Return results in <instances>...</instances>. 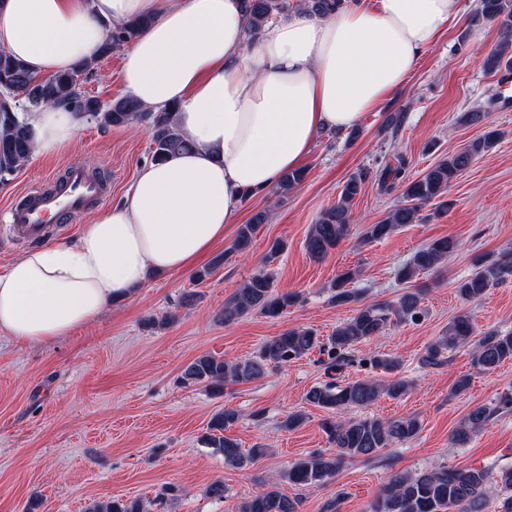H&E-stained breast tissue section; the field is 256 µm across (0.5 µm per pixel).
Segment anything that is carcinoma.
Wrapping results in <instances>:
<instances>
[{"label": "carcinoma", "mask_w": 512, "mask_h": 512, "mask_svg": "<svg viewBox=\"0 0 512 512\" xmlns=\"http://www.w3.org/2000/svg\"><path fill=\"white\" fill-rule=\"evenodd\" d=\"M346 0H305L306 10L318 17H329L340 11ZM241 9L248 23V35L254 39L270 22L288 14L289 0H240ZM475 17L499 23L502 39L486 56L484 68L496 73L512 64V0H478ZM149 17H138L113 27L106 35L98 59L138 38L150 25ZM95 61L80 62L68 71L49 78H38L26 64L0 49V180L23 165L32 153V134L25 118L17 111L16 98L21 96L27 109L33 111L48 104H63L85 116L92 115L103 127L129 126L146 123L152 138L151 160L162 161L168 156L189 150V144L180 135L172 120L173 109L146 112L131 97L125 96L105 104L81 90L78 77L89 74ZM498 132L488 131L460 151L438 161L415 179L406 176L407 161L396 154L380 170V187L391 191L401 188L402 203L376 224H367L362 233L366 242L378 241L394 233L399 227L418 220L419 208L433 200L448 208L443 195L452 181L466 169L473 159L491 149ZM306 172L298 168L284 175L275 186L280 196L300 185ZM366 174L351 176L345 183L337 203L322 212L312 225L305 240L309 255L317 259L327 257L350 232L353 223L351 203L361 193ZM266 214L256 213L250 223L240 226L234 243L238 251L247 249L257 227L265 223ZM459 242L451 237H441L418 250L410 262L396 273L400 281L410 282L420 274L436 272L456 252ZM472 272L462 279L457 291L461 298L472 301L484 296L488 288L512 277V253H503L490 260L480 255L473 260ZM355 277L348 269L339 274L332 286V302L349 304L358 301L357 292L347 287ZM299 300L295 293L279 294L275 291L273 274L261 271L250 277L224 304L222 318L230 324L249 314L258 313L276 318ZM419 291L403 293L396 303H375L356 309L354 315L337 325L330 336L320 338L308 328L289 329L264 342L250 358L231 362L222 357L201 355L191 361L181 372L184 384L201 383L213 393L221 395L224 386L247 383L262 377L270 366H286L314 350H319V363L326 374L342 371L358 360L350 351L358 344L377 338L394 322L419 321L424 315ZM473 317L465 312L456 316L445 332L431 341L419 358L424 368L439 369L448 364L449 354L460 346L472 348L471 364L481 372L492 371L512 360V332L495 331L478 338L474 336ZM373 373L383 378H363L347 383L333 379L313 386L306 400L333 413L324 419L322 429L336 453L312 452L299 460L275 480L267 484L240 506L239 512H299L300 500L291 499L278 490L277 483L305 487L323 485L333 478L350 459L370 460L386 448L414 438L420 431L415 417L383 420L375 417L334 418L353 408L362 409L380 396L396 399L405 394L412 382L400 376L399 361L385 354L374 353L359 360ZM512 409V392L502 395L494 405L474 406L462 419L451 436L455 447L466 446L473 436L483 431L498 413ZM239 420L234 409H224L213 414L204 436L205 444L219 450L224 464L241 468L264 453L257 446L244 452L239 443L224 435L227 428ZM498 495V512H512V467H450L435 465L425 471L407 474L394 473L382 492L370 506V512H485L491 495ZM86 512H148L139 499H114L89 504Z\"/></svg>", "instance_id": "cac0c4a2"}]
</instances>
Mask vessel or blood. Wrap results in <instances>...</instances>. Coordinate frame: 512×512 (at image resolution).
Returning <instances> with one entry per match:
<instances>
[{
  "mask_svg": "<svg viewBox=\"0 0 512 512\" xmlns=\"http://www.w3.org/2000/svg\"><path fill=\"white\" fill-rule=\"evenodd\" d=\"M111 189V181L90 175L84 167H69L62 183L49 178L23 192L9 210L8 232L15 240L46 241L58 224L102 203Z\"/></svg>",
  "mask_w": 512,
  "mask_h": 512,
  "instance_id": "obj_1",
  "label": "vessel or blood"
}]
</instances>
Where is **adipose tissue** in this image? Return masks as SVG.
Segmentation results:
<instances>
[{
  "label": "adipose tissue",
  "mask_w": 512,
  "mask_h": 512,
  "mask_svg": "<svg viewBox=\"0 0 512 512\" xmlns=\"http://www.w3.org/2000/svg\"><path fill=\"white\" fill-rule=\"evenodd\" d=\"M462 11V0H347L329 17L296 11L251 42L238 0H0V47L39 77L95 58L106 26L152 17L122 80L143 107H174L190 144L143 165L73 243L0 273V334L55 340L152 276L187 268L223 238L244 192L267 193L319 132L378 109ZM26 120L45 155L66 150L83 118L49 105Z\"/></svg>",
  "instance_id": "obj_1"
}]
</instances>
